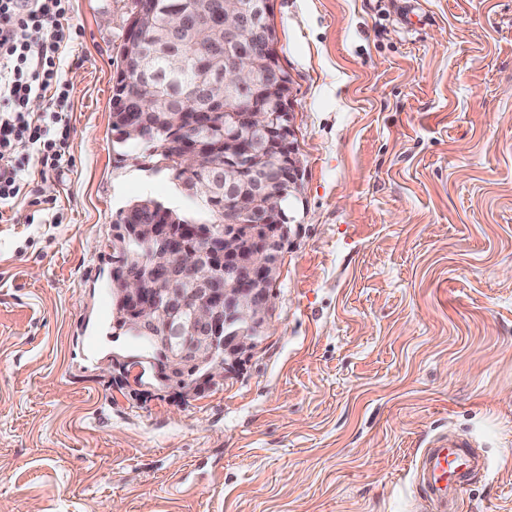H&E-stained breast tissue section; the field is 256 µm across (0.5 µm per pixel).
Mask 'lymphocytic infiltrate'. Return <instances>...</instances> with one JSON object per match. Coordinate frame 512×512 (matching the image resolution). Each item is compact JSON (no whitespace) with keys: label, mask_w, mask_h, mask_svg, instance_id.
<instances>
[{"label":"lymphocytic infiltrate","mask_w":512,"mask_h":512,"mask_svg":"<svg viewBox=\"0 0 512 512\" xmlns=\"http://www.w3.org/2000/svg\"><path fill=\"white\" fill-rule=\"evenodd\" d=\"M69 10L70 0H0V205L25 195L30 161L45 177L65 167L70 90L59 49L73 37L65 23ZM39 92L49 93L52 109L34 118L28 103ZM22 144L33 157L19 153Z\"/></svg>","instance_id":"lymphocytic-infiltrate-1"}]
</instances>
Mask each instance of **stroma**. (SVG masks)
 <instances>
[{"instance_id": "stroma-1", "label": "stroma", "mask_w": 512, "mask_h": 512, "mask_svg": "<svg viewBox=\"0 0 512 512\" xmlns=\"http://www.w3.org/2000/svg\"><path fill=\"white\" fill-rule=\"evenodd\" d=\"M132 0H72L71 164L0 211V512H437L438 434L512 512V0H270L303 177L259 349L224 383L119 387L114 223L192 202L110 99ZM479 458L471 441L449 432L434 438L420 454L417 476L443 504L439 512H456L453 505L478 469Z\"/></svg>"}]
</instances>
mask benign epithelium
<instances>
[{
  "label": "benign epithelium",
  "instance_id": "obj_1",
  "mask_svg": "<svg viewBox=\"0 0 512 512\" xmlns=\"http://www.w3.org/2000/svg\"><path fill=\"white\" fill-rule=\"evenodd\" d=\"M265 0L251 9L245 0H217L190 11L168 16L162 29L165 40H176L187 33L196 35L197 48L224 62V76L198 92L203 111L211 116L232 119L237 139L224 141V152L236 161L254 162L275 171L278 181L297 193L302 178V163L295 146L292 96L289 76L280 68L276 44L262 19L268 12ZM147 24L142 7L130 14L124 34L126 50L136 52L132 65L120 71L130 95L138 94L143 82H132L129 73L142 69L139 45ZM234 51L225 52L223 47ZM259 88L277 103V115L286 120L278 124L268 112H241L228 104L234 87ZM164 123L179 125L169 116H145L140 123L125 128L124 137L143 139ZM260 131L266 148L260 158L246 151L245 137ZM180 170L193 176L191 197L210 195L222 180L212 176L216 168L214 151L199 139L186 140L179 151ZM259 191L241 195L226 212L224 224H185L178 226L171 213L149 208L146 214L125 213V234L149 245L150 258L129 257L112 268L119 277L121 305L127 327L148 333L149 351L163 358L159 375L181 377L193 366L202 370L208 385L224 381L262 344L272 317L273 287L279 264L267 254L280 250L290 235V227L278 223L281 214L276 198L280 192L266 179L258 182ZM262 214L253 224L247 220ZM202 243L205 251L198 260L184 261L188 240Z\"/></svg>",
  "mask_w": 512,
  "mask_h": 512
}]
</instances>
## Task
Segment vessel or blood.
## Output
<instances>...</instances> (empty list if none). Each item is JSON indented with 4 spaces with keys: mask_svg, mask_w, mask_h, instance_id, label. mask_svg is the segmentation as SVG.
<instances>
[{
    "mask_svg": "<svg viewBox=\"0 0 512 512\" xmlns=\"http://www.w3.org/2000/svg\"><path fill=\"white\" fill-rule=\"evenodd\" d=\"M479 458L471 441L452 433L442 434L420 454L417 476L426 491L441 501L446 512H451L477 470Z\"/></svg>",
    "mask_w": 512,
    "mask_h": 512,
    "instance_id": "vessel-or-blood-1",
    "label": "vessel or blood"
}]
</instances>
